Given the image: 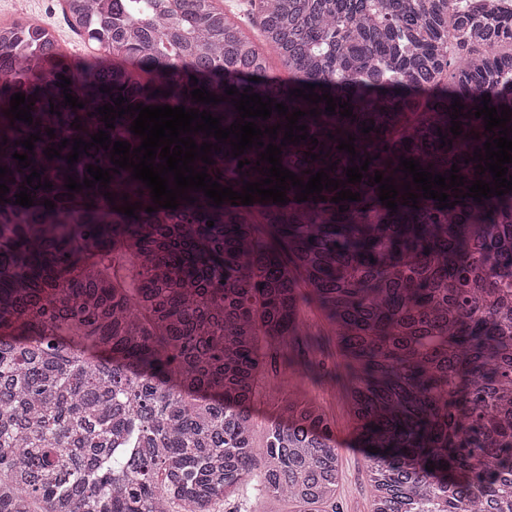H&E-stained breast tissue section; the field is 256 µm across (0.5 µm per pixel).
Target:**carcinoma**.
<instances>
[{
    "label": "carcinoma",
    "instance_id": "1",
    "mask_svg": "<svg viewBox=\"0 0 512 512\" xmlns=\"http://www.w3.org/2000/svg\"><path fill=\"white\" fill-rule=\"evenodd\" d=\"M249 6L258 42L243 32L247 19L214 0H64L70 25L100 50L79 70L44 28L0 26V512H215L254 476L296 512H326L338 454L322 408L290 399L263 452L252 442L250 404L269 360L327 379L312 359L321 344L304 330L310 303L344 357L356 440L379 449L368 453L374 512H512V190L463 197L493 181L471 157L498 129L475 112L485 97L512 109V52L500 51L512 44V15L450 12L448 0ZM269 48L282 81L262 80ZM63 76L84 107L65 103ZM307 84L349 102L352 116L290 94ZM201 87L224 101L192 99ZM245 91L305 112L307 139L283 146L282 128L260 140L280 147L302 182L321 169L339 181L325 199L299 202L289 184L286 204L217 207L189 189L193 200L164 209L130 168L107 185L65 187L69 175L90 177L89 164L113 167L98 144L68 164L73 140L103 130L141 145L130 131L138 113L107 128L95 108L119 96L125 107L183 105L227 128ZM18 92L33 103L31 125L8 115ZM454 103L464 105L457 136ZM36 133L33 151L15 145ZM350 135L354 156L336 149ZM219 147L207 174L222 186L241 192L270 177L265 148L234 158L230 143ZM402 157L434 175L457 165L464 185L444 189L456 205L423 198L397 170ZM361 158L369 168L351 184L346 170ZM35 169L52 188L26 182ZM377 171L397 186L395 211L379 200ZM24 189L30 207L15 203ZM346 189L360 200L332 202ZM136 202L133 216L118 212Z\"/></svg>",
    "mask_w": 512,
    "mask_h": 512
}]
</instances>
